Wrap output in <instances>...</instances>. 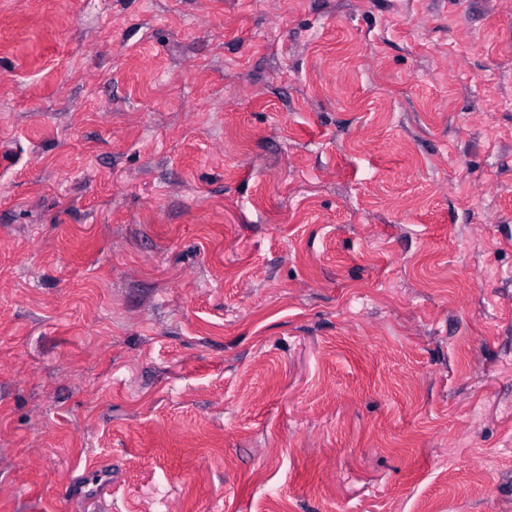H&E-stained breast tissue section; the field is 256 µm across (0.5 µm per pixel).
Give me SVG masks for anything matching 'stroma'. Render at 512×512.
<instances>
[{"mask_svg": "<svg viewBox=\"0 0 512 512\" xmlns=\"http://www.w3.org/2000/svg\"><path fill=\"white\" fill-rule=\"evenodd\" d=\"M0 512H512V0H0Z\"/></svg>", "mask_w": 512, "mask_h": 512, "instance_id": "stroma-1", "label": "stroma"}]
</instances>
